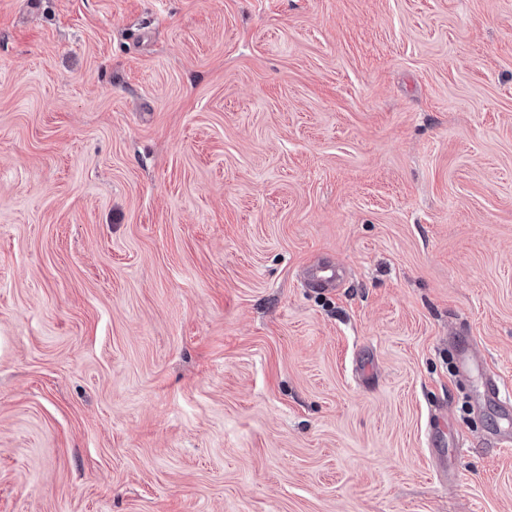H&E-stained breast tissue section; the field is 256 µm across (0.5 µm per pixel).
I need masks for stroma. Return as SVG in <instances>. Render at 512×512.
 <instances>
[{
    "label": "stroma",
    "instance_id": "obj_1",
    "mask_svg": "<svg viewBox=\"0 0 512 512\" xmlns=\"http://www.w3.org/2000/svg\"><path fill=\"white\" fill-rule=\"evenodd\" d=\"M455 336L512 395V0H0V512H512ZM341 279L342 273L338 266L318 264L308 268L305 283L317 292H329L339 286ZM451 345L455 349L456 369L460 376L466 378L469 376L480 375L482 371V361L474 353L468 340L453 338Z\"/></svg>",
    "mask_w": 512,
    "mask_h": 512
}]
</instances>
